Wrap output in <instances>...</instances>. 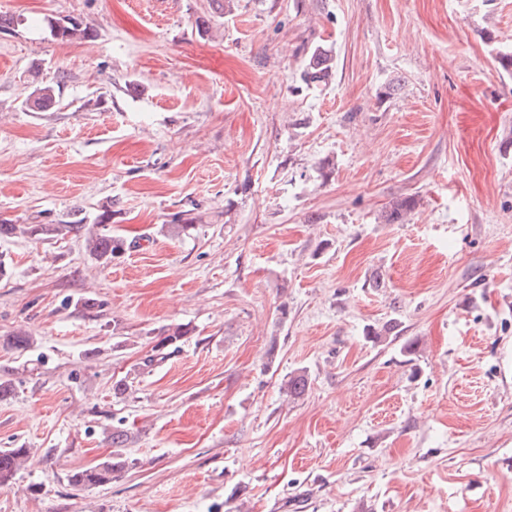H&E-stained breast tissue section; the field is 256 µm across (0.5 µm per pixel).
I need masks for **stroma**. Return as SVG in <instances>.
I'll return each instance as SVG.
<instances>
[{"label": "stroma", "mask_w": 512, "mask_h": 512, "mask_svg": "<svg viewBox=\"0 0 512 512\" xmlns=\"http://www.w3.org/2000/svg\"><path fill=\"white\" fill-rule=\"evenodd\" d=\"M1 12L0 222L83 229L0 240V337L31 338L0 345V448L32 451L0 512H512V0ZM116 430L130 468L70 486ZM58 24V25H57ZM51 35L60 41H89L97 37L96 31L83 24V21L70 17L63 22L48 20ZM335 57L332 51L322 46H316L308 54L306 64L301 72V79L305 83L324 82L333 73ZM419 199L410 195L396 200L383 212L382 218L388 224L403 223L418 206ZM84 247L102 267L110 265L117 255L123 254L126 250L123 239L93 231H89L85 236Z\"/></svg>", "instance_id": "35a3bbf8"}]
</instances>
